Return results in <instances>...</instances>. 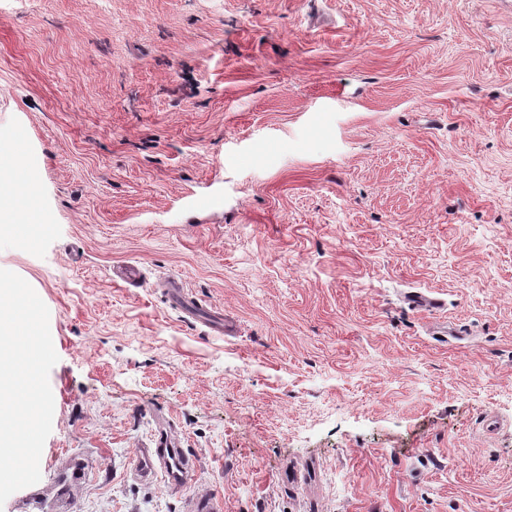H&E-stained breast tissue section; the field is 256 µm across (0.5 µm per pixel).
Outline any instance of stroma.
Wrapping results in <instances>:
<instances>
[{
    "instance_id": "stroma-1",
    "label": "stroma",
    "mask_w": 512,
    "mask_h": 512,
    "mask_svg": "<svg viewBox=\"0 0 512 512\" xmlns=\"http://www.w3.org/2000/svg\"><path fill=\"white\" fill-rule=\"evenodd\" d=\"M17 133L49 222L0 269L59 360L0 512H512V0H0ZM169 303L192 321L201 322L213 336H233L236 325L224 318L220 312L203 305L197 298L190 295L180 280L173 278L166 288ZM153 448L141 453L133 474L142 480L151 479L158 469L165 472L171 489L180 488L186 476L196 467L195 458L180 448L164 427L154 434Z\"/></svg>"
}]
</instances>
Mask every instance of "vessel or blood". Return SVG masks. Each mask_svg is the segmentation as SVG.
<instances>
[{
    "instance_id": "vessel-or-blood-1",
    "label": "vessel or blood",
    "mask_w": 512,
    "mask_h": 512,
    "mask_svg": "<svg viewBox=\"0 0 512 512\" xmlns=\"http://www.w3.org/2000/svg\"><path fill=\"white\" fill-rule=\"evenodd\" d=\"M166 295L175 309L191 320L202 323L211 335H235V324L190 295L180 280L169 281ZM195 466V458L180 448L168 430L162 427L155 433L151 447L142 452L134 474L139 479L148 480L156 471H164L170 488L177 489Z\"/></svg>"
}]
</instances>
